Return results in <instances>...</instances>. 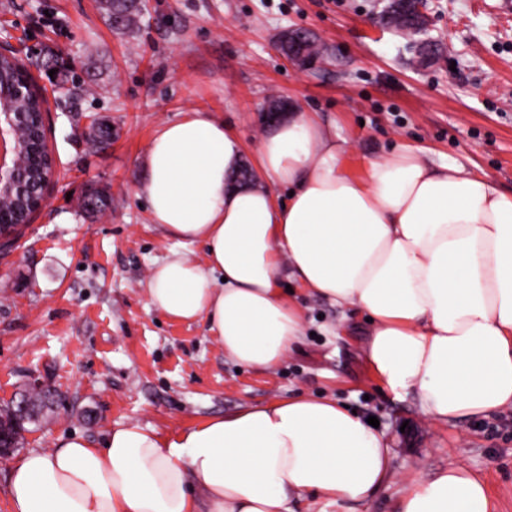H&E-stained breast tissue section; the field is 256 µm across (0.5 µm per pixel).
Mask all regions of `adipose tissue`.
I'll return each mask as SVG.
<instances>
[{
	"mask_svg": "<svg viewBox=\"0 0 512 512\" xmlns=\"http://www.w3.org/2000/svg\"><path fill=\"white\" fill-rule=\"evenodd\" d=\"M243 144L197 110L151 141L141 184L168 237L202 244L153 267L150 306L206 320L231 360L278 366L303 312L283 273L330 304L368 314L378 384L414 396L434 422L512 408V196L484 175L401 146L342 171L335 131L307 112L273 124L254 183L232 184ZM277 185L292 195L280 199ZM10 512H295L305 496L363 505L391 478L385 434L331 398H277L173 436L137 423L100 443L62 438L8 464ZM396 512H495L485 482L457 464L416 480Z\"/></svg>",
	"mask_w": 512,
	"mask_h": 512,
	"instance_id": "1",
	"label": "adipose tissue"
}]
</instances>
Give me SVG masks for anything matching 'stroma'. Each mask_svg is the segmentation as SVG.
<instances>
[{
  "instance_id": "1",
  "label": "stroma",
  "mask_w": 512,
  "mask_h": 512,
  "mask_svg": "<svg viewBox=\"0 0 512 512\" xmlns=\"http://www.w3.org/2000/svg\"><path fill=\"white\" fill-rule=\"evenodd\" d=\"M142 2L123 28L107 0H0V38L32 56L50 98L57 156L46 206L0 253V406L34 382L55 395L20 451L56 448L74 432L97 442L127 422L172 434L279 397L333 396L377 417L393 453L391 479L360 512H393L408 475L451 462L512 512V409L431 422L413 396L394 397L372 376L363 311L292 283L305 333L280 365L258 371L225 357L204 321L150 307V272L175 242L139 192L152 138L198 109L223 116L255 166L264 109L282 96L333 125L350 176L405 144L512 195V0H429L426 35L442 53L423 66L408 39L369 26L376 0ZM297 28L318 37L323 61L303 69L275 51ZM93 122L102 139L91 145ZM94 190L107 201L98 214L84 207Z\"/></svg>"
}]
</instances>
